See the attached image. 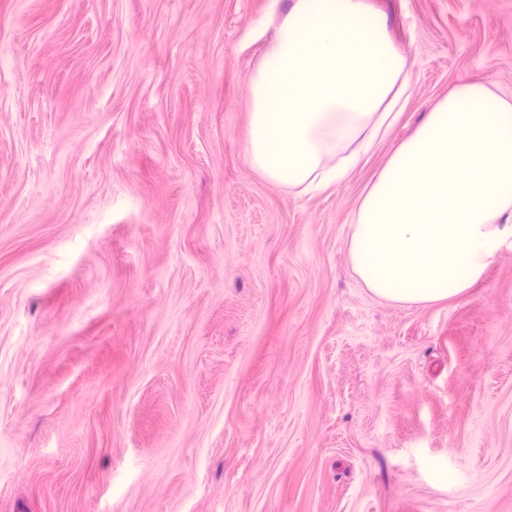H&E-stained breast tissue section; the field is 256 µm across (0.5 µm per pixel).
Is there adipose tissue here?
I'll use <instances>...</instances> for the list:
<instances>
[{"label": "adipose tissue", "instance_id": "1", "mask_svg": "<svg viewBox=\"0 0 512 512\" xmlns=\"http://www.w3.org/2000/svg\"><path fill=\"white\" fill-rule=\"evenodd\" d=\"M404 53L366 0H293L252 72L245 155L305 192L336 182L394 120ZM512 238V101L483 82L452 90L365 188L349 261L378 299L449 301Z\"/></svg>", "mask_w": 512, "mask_h": 512}]
</instances>
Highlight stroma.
Returning <instances> with one entry per match:
<instances>
[{
    "label": "stroma",
    "mask_w": 512,
    "mask_h": 512,
    "mask_svg": "<svg viewBox=\"0 0 512 512\" xmlns=\"http://www.w3.org/2000/svg\"><path fill=\"white\" fill-rule=\"evenodd\" d=\"M291 0H0V512H512V240L374 297L350 218L454 88L512 95V0H367L410 88L300 194L247 162Z\"/></svg>",
    "instance_id": "stroma-1"
}]
</instances>
